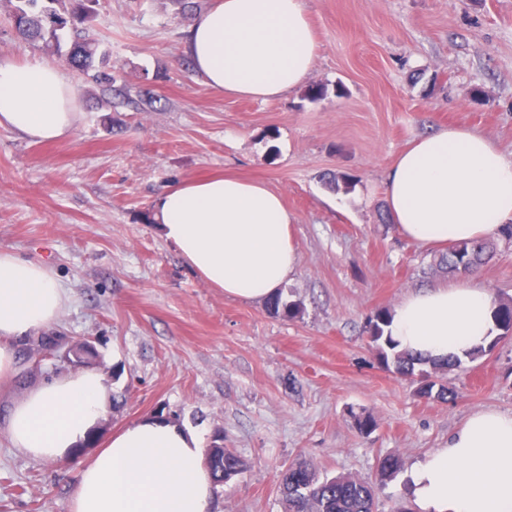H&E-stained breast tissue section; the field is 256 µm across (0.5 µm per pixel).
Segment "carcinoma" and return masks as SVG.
Instances as JSON below:
<instances>
[{"label": "carcinoma", "instance_id": "cac0c4a2", "mask_svg": "<svg viewBox=\"0 0 512 512\" xmlns=\"http://www.w3.org/2000/svg\"><path fill=\"white\" fill-rule=\"evenodd\" d=\"M12 16L21 13L24 21L16 25L19 40L23 44L48 43L57 39V32L70 27L76 31L75 39L67 57V63L76 70L90 76L106 91H112L115 81L114 65L110 55L101 49V41L81 34L77 25L91 19L97 0H13ZM494 254L491 239L452 243L446 252L439 255L436 267L451 276L466 275L482 267ZM300 305L288 300L283 294L267 302V309L273 314L293 316L299 313ZM390 314L379 311L370 319V339L383 365L395 375L412 379L421 373L437 378L428 388V398L444 402L450 398L448 386L439 381L450 371L462 368L485 355L496 341L480 347L461 358L448 355L442 358L415 356L396 349L390 336L385 334ZM496 321L500 330H512V305L497 302ZM205 465L210 470L214 483L227 485L244 469L242 459L234 453L215 447L205 456ZM304 472L303 484L293 482V471ZM400 471V460L385 456L378 462L379 482L393 480ZM277 492L282 512H374L376 487L349 475H322L305 459L292 462L280 474Z\"/></svg>", "mask_w": 512, "mask_h": 512}]
</instances>
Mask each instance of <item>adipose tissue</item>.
<instances>
[{
	"instance_id": "adipose-tissue-1",
	"label": "adipose tissue",
	"mask_w": 512,
	"mask_h": 512,
	"mask_svg": "<svg viewBox=\"0 0 512 512\" xmlns=\"http://www.w3.org/2000/svg\"><path fill=\"white\" fill-rule=\"evenodd\" d=\"M187 52L204 82L225 94L268 101L308 78L317 41L304 0H214L188 28ZM81 114L71 81L39 59L0 61V128L49 141ZM399 232L425 246L484 239L512 220V159L487 137L451 126L416 139L382 185ZM154 215L185 264L243 301H267L297 267L292 216L266 186L234 177L186 179L160 192ZM66 293L43 262L0 251V382L15 373L18 342L58 321ZM495 305L476 284L408 295L388 331L398 349L440 357L486 345ZM108 406L96 367L57 374L13 404L4 433L36 459L69 454ZM199 432L158 415L113 434L80 470L70 512H212L213 481ZM417 512H512V413L470 414L446 447L407 474Z\"/></svg>"
}]
</instances>
